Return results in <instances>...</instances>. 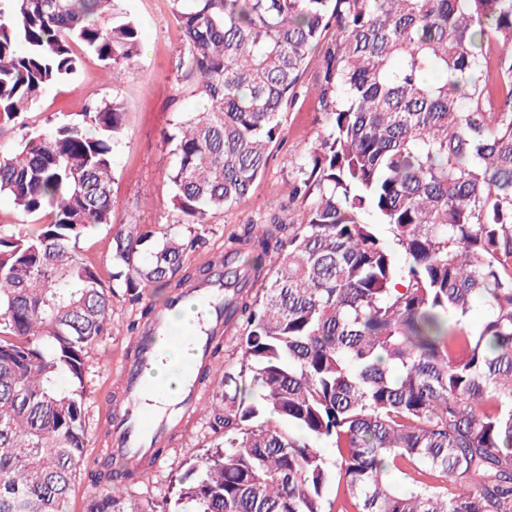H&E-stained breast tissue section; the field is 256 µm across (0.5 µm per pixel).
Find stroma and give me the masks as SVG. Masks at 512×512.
Instances as JSON below:
<instances>
[{
	"label": "stroma",
	"instance_id": "35a3bbf8",
	"mask_svg": "<svg viewBox=\"0 0 512 512\" xmlns=\"http://www.w3.org/2000/svg\"><path fill=\"white\" fill-rule=\"evenodd\" d=\"M114 5L116 11L128 14L138 24L142 52L136 66L116 74L94 53L76 47V74L51 87L34 108L0 132V148L7 150L23 138L45 132L65 116L86 112L89 106L115 99L123 103L122 145L112 158V222L99 226L75 247L82 259L104 274L112 269L113 225L176 222L168 181L171 158L163 135L172 130L180 114L201 107L176 71L180 29L173 15L172 0H115ZM317 77L315 66L302 72L297 96L281 115V140L270 146L262 177L240 205L213 215L202 244L189 255L190 268L204 266L224 254L230 247L231 236L241 233L245 225L267 224L274 219L288 225L295 219L301 203L293 198V177L302 156L324 125L321 107L311 91ZM164 299V293L152 287L136 302L123 296L114 298V330L104 335L86 356V448L69 495L68 512H84L90 496L97 491L94 474L101 469L103 455L109 450L100 414L121 397L114 375L130 350L126 330L141 321L147 306L160 305ZM220 440L208 418L198 415L177 451L158 470L126 485L127 499L140 505L164 506L168 512H174L172 478L197 463L205 450Z\"/></svg>",
	"mask_w": 512,
	"mask_h": 512
}]
</instances>
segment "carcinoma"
<instances>
[{"instance_id": "1", "label": "carcinoma", "mask_w": 512, "mask_h": 512, "mask_svg": "<svg viewBox=\"0 0 512 512\" xmlns=\"http://www.w3.org/2000/svg\"><path fill=\"white\" fill-rule=\"evenodd\" d=\"M114 0H0V127L77 71L141 54ZM177 69L206 108L175 123L179 220L113 227L112 275L76 243L112 224L125 108L95 105L0 153V512H67L86 448L87 350L124 290L184 288L213 212L249 194L320 52L323 132L281 236L224 255V319L245 323L209 423L224 441L180 477L193 512H512V0H172ZM486 307L481 327L468 323ZM412 470L415 489L391 477ZM86 512L131 509L109 469ZM35 218L27 216L13 202L5 196L0 197V231L2 234H8L14 229V225L27 224V230L36 231L38 224L45 220V217L34 221Z\"/></svg>"}]
</instances>
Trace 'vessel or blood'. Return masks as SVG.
<instances>
[{
	"label": "vessel or blood",
	"mask_w": 512,
	"mask_h": 512,
	"mask_svg": "<svg viewBox=\"0 0 512 512\" xmlns=\"http://www.w3.org/2000/svg\"><path fill=\"white\" fill-rule=\"evenodd\" d=\"M189 298L200 305L202 316L195 328L178 338L172 333L170 313ZM223 299L224 279L220 276L196 288L172 290L136 337L134 356L117 371L124 403L111 411L104 423L112 456L122 471L137 473L160 467L167 450L178 444L188 422L197 417L206 396L202 373L213 367L210 345L224 335ZM181 341L190 343L194 358L180 395L172 401L150 399L146 376L159 360L162 345Z\"/></svg>",
	"instance_id": "1"
}]
</instances>
